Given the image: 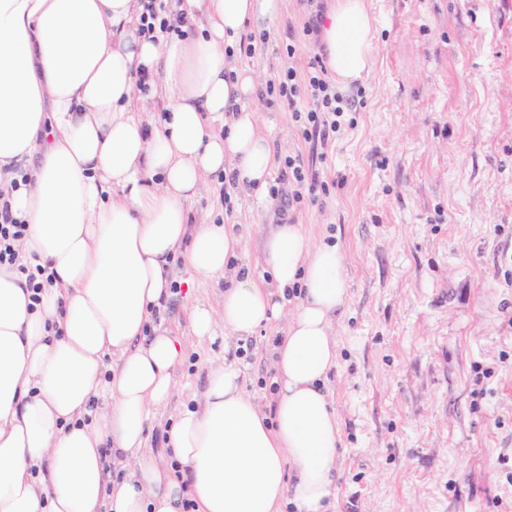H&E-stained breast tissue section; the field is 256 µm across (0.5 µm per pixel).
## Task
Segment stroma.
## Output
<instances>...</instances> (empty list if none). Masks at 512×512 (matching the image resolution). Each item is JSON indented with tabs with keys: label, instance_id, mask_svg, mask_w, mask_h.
<instances>
[{
	"label": "stroma",
	"instance_id": "obj_1",
	"mask_svg": "<svg viewBox=\"0 0 512 512\" xmlns=\"http://www.w3.org/2000/svg\"><path fill=\"white\" fill-rule=\"evenodd\" d=\"M376 65L346 89L356 110L317 169L329 195L280 211L224 196L210 176L185 203L193 224L248 227L230 265L265 279L264 237L283 221L312 243L336 242L350 284L333 327L327 383L344 450L333 512H512V0H372ZM305 0H286L254 66L255 107L277 158L310 154L290 112L266 103L283 66L304 70L319 40L303 33ZM296 47L294 58L283 54ZM181 293L156 324L184 359L148 426L167 432L196 406L211 363L230 359L263 408L279 327L200 339L189 311L220 308L223 284L174 266Z\"/></svg>",
	"mask_w": 512,
	"mask_h": 512
}]
</instances>
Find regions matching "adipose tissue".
Instances as JSON below:
<instances>
[{
    "instance_id": "1",
    "label": "adipose tissue",
    "mask_w": 512,
    "mask_h": 512,
    "mask_svg": "<svg viewBox=\"0 0 512 512\" xmlns=\"http://www.w3.org/2000/svg\"><path fill=\"white\" fill-rule=\"evenodd\" d=\"M284 0H174L181 35L140 33L137 0H0V207L28 224L24 262L53 271L40 305L0 266V512H328L342 438L327 381L332 320L349 298L338 245L280 224L264 242L273 283L229 274L243 236L190 230L201 179L234 174L266 206L279 166L253 104L255 71L234 65L247 32ZM371 0H332L320 57L344 88L376 64ZM164 92L158 121L135 115ZM29 180L12 188L14 167ZM193 276H230L223 307L191 312L210 337L284 323L274 411L236 362L211 365L200 405L167 433L173 472L145 452L152 409L174 389L179 343L153 324L176 252ZM298 289V302L287 292ZM135 466L117 480L109 466Z\"/></svg>"
}]
</instances>
